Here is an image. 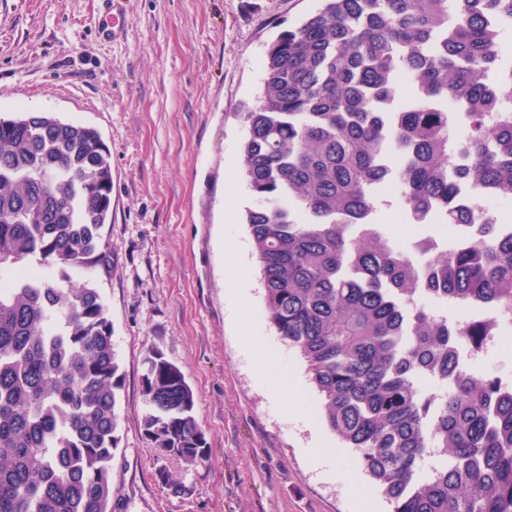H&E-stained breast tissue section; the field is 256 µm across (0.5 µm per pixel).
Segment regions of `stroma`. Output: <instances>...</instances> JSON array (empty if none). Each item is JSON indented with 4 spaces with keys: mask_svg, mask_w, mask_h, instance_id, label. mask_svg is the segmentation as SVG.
Returning <instances> with one entry per match:
<instances>
[{
    "mask_svg": "<svg viewBox=\"0 0 512 512\" xmlns=\"http://www.w3.org/2000/svg\"><path fill=\"white\" fill-rule=\"evenodd\" d=\"M116 40L99 38L104 0H0V116L52 112L95 128L112 162L114 270L99 280L125 376L112 466L116 512H359L344 478L364 479L315 411L305 365L270 328L245 213L246 126L268 45L319 0H123ZM374 216L404 243L424 232L384 192ZM249 290L251 323L304 381L306 418L284 416L251 373L231 299ZM159 348L192 387L210 460L170 459L162 484L144 436L141 378ZM333 454V476L312 449Z\"/></svg>",
    "mask_w": 512,
    "mask_h": 512,
    "instance_id": "1",
    "label": "stroma"
}]
</instances>
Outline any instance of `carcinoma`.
I'll use <instances>...</instances> for the list:
<instances>
[{
    "instance_id": "cac0c4a2",
    "label": "carcinoma",
    "mask_w": 512,
    "mask_h": 512,
    "mask_svg": "<svg viewBox=\"0 0 512 512\" xmlns=\"http://www.w3.org/2000/svg\"><path fill=\"white\" fill-rule=\"evenodd\" d=\"M322 2L269 45L264 91L240 106L266 318L391 512H512V393L455 354L457 343L481 349L490 325L423 302L512 313V236L477 224L454 184L512 199V66L491 23L512 24V0ZM401 73L415 80L402 104ZM390 183L410 223L477 233L416 266L373 222ZM111 222L96 129L48 112L0 117V512H114L124 376L97 287L113 270ZM145 364L143 431L157 459L206 465L182 371L156 347Z\"/></svg>"
}]
</instances>
